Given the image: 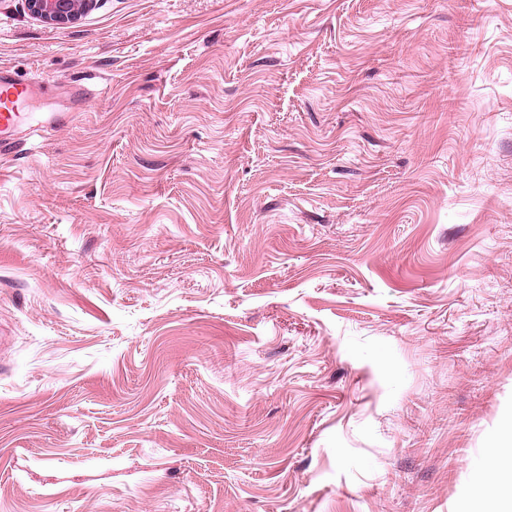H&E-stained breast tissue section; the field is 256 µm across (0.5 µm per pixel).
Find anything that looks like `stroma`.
Instances as JSON below:
<instances>
[{"label": "stroma", "instance_id": "1", "mask_svg": "<svg viewBox=\"0 0 512 512\" xmlns=\"http://www.w3.org/2000/svg\"><path fill=\"white\" fill-rule=\"evenodd\" d=\"M0 512H456L512 415V0H0ZM93 0H27L33 16L50 25L74 23ZM36 83V80L20 81L0 74V152L13 143L16 134L38 136L66 119V116L51 114L41 121L26 112L27 102L36 91Z\"/></svg>", "mask_w": 512, "mask_h": 512}]
</instances>
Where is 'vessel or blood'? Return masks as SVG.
<instances>
[{
    "instance_id": "1",
    "label": "vessel or blood",
    "mask_w": 512,
    "mask_h": 512,
    "mask_svg": "<svg viewBox=\"0 0 512 512\" xmlns=\"http://www.w3.org/2000/svg\"><path fill=\"white\" fill-rule=\"evenodd\" d=\"M35 91L34 81L0 74V150L11 145L16 134L37 136L62 123V116L57 114L41 121L27 112V102Z\"/></svg>"
}]
</instances>
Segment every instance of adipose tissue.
Here are the masks:
<instances>
[{"instance_id": "adipose-tissue-1", "label": "adipose tissue", "mask_w": 512, "mask_h": 512, "mask_svg": "<svg viewBox=\"0 0 512 512\" xmlns=\"http://www.w3.org/2000/svg\"><path fill=\"white\" fill-rule=\"evenodd\" d=\"M512 461V416H507L493 440L492 453L478 467L475 481L464 496L457 512H491L494 504L507 506L512 512V479L492 483L486 478L499 460Z\"/></svg>"}]
</instances>
